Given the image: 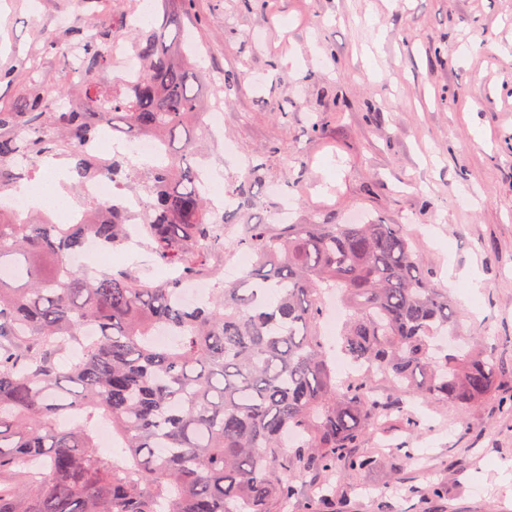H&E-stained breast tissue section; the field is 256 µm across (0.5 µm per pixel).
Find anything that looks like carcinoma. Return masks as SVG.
Returning <instances> with one entry per match:
<instances>
[{"label":"carcinoma","instance_id":"obj_1","mask_svg":"<svg viewBox=\"0 0 512 512\" xmlns=\"http://www.w3.org/2000/svg\"><path fill=\"white\" fill-rule=\"evenodd\" d=\"M185 5L155 0L150 25L135 29L140 0H76L68 26L41 28L33 54L0 67L14 90L0 93V192L34 180L50 155L79 184L106 176L141 188L146 246L178 273L144 282L71 264L90 238L101 251L123 244L128 216L116 201L82 202L81 224L17 218L0 204V269L21 256L27 275L23 288L0 275V512H286L295 479L371 468L375 457L359 450L370 430L417 428L400 396L468 407L512 377L496 344H437L458 320L397 224H288L279 236L255 224L238 241L255 262L224 284L234 215L206 201L190 135L206 76L168 35ZM118 40L142 63L133 84L101 79ZM75 58L82 76L52 93L51 67L70 71ZM62 97L73 108L57 110ZM118 130L155 137L161 160L136 169L89 150ZM199 277L215 281L211 297L178 300ZM335 290L347 310L340 352L365 368L347 379L320 332L323 295ZM158 328L176 343L156 344ZM382 381L398 397L379 395ZM103 422L120 453L100 450Z\"/></svg>","mask_w":512,"mask_h":512}]
</instances>
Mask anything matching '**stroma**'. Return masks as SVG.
<instances>
[{"mask_svg": "<svg viewBox=\"0 0 512 512\" xmlns=\"http://www.w3.org/2000/svg\"><path fill=\"white\" fill-rule=\"evenodd\" d=\"M74 0L0 5L1 62ZM198 67L225 79L224 128L198 130L250 225H400L447 286L463 336L512 363V0H194L183 19ZM278 193H270V186ZM481 278L477 298L466 276ZM422 420L369 442L375 466L343 485L336 512H512V413L403 399ZM444 487L434 494V484Z\"/></svg>", "mask_w": 512, "mask_h": 512, "instance_id": "stroma-1", "label": "stroma"}]
</instances>
